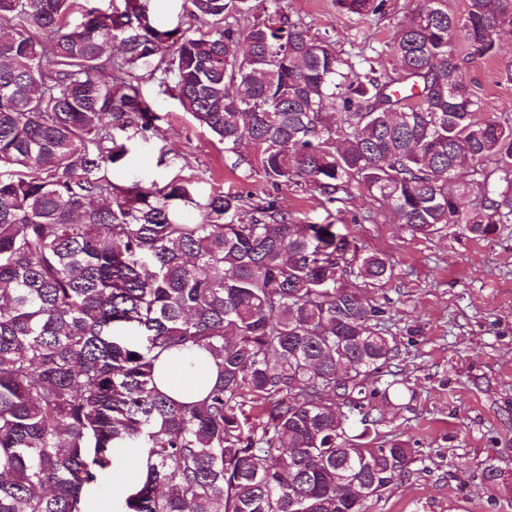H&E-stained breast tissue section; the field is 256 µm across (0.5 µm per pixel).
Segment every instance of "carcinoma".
Instances as JSON below:
<instances>
[{"mask_svg": "<svg viewBox=\"0 0 512 512\" xmlns=\"http://www.w3.org/2000/svg\"><path fill=\"white\" fill-rule=\"evenodd\" d=\"M0 0V512H84L82 495L141 448L116 512H367L412 463L372 402L401 397L384 310L394 277L334 224L195 182L112 181L159 119L139 62L172 49L161 93L272 187L326 201L356 188L412 236L512 224V122L467 71L512 26V0H420L388 44L402 76L343 56L268 0H183L188 35L142 0ZM364 20L386 0H334ZM493 166H488V163ZM467 168L470 182L458 180ZM199 348L197 401L155 364ZM195 358L202 361L204 369L185 370L178 364L166 366L163 382L164 389L176 399L188 392H197L205 386L213 385L217 380V369L211 363L206 352L197 351Z\"/></svg>", "mask_w": 512, "mask_h": 512, "instance_id": "carcinoma-1", "label": "carcinoma"}]
</instances>
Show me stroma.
Here are the masks:
<instances>
[{"mask_svg":"<svg viewBox=\"0 0 512 512\" xmlns=\"http://www.w3.org/2000/svg\"><path fill=\"white\" fill-rule=\"evenodd\" d=\"M417 3L388 0L387 14L367 21L338 14L333 0H285L284 10L336 50L374 52L379 72L394 76L398 66L386 45ZM510 61L506 28L468 81L475 98L512 120V81L503 75ZM158 64L154 55L138 70L144 93L156 101L158 129L135 138L114 167V183L181 175L201 192L234 193L247 206L274 199L293 217L340 225L394 265L393 279L375 296L399 345L390 369L408 392L402 405L376 403L373 415L379 435L407 443L415 461L368 512H512V224L486 239L454 231L414 237L360 190L330 204L312 189H273L252 175L248 146L240 148L241 164L231 165L223 144L160 93L152 76Z\"/></svg>","mask_w":512,"mask_h":512,"instance_id":"1","label":"stroma"}]
</instances>
